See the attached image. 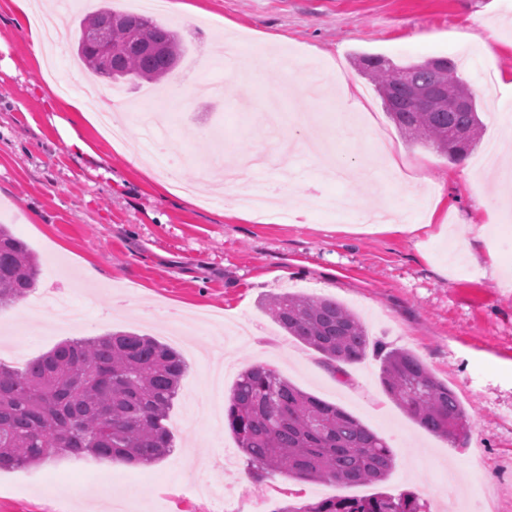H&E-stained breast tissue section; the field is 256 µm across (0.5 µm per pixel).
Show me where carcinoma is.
I'll use <instances>...</instances> for the list:
<instances>
[{
    "label": "carcinoma",
    "mask_w": 512,
    "mask_h": 512,
    "mask_svg": "<svg viewBox=\"0 0 512 512\" xmlns=\"http://www.w3.org/2000/svg\"><path fill=\"white\" fill-rule=\"evenodd\" d=\"M77 54L109 80L155 83L184 53L179 34L136 13L99 6L79 22ZM358 70L373 83L397 129L450 159L479 144L476 101L454 109L420 104L443 91L462 97L469 86L455 61L398 64L362 55ZM34 252L0 225V309L35 290ZM288 335L321 354L337 371L361 360L369 339L351 310L331 298L285 292L265 303ZM380 382L427 431L452 443L467 437L469 417L456 392L411 351L375 345ZM186 363L174 347L135 332L73 339L15 370L0 362V471L39 465L55 455L148 465L174 448L166 421ZM224 417L253 473H282L338 484L385 481L396 465L386 442L342 408L309 394L273 369L254 365L236 381ZM279 512H426L412 492L330 498Z\"/></svg>",
    "instance_id": "obj_1"
}]
</instances>
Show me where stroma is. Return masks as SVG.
<instances>
[{
	"instance_id": "obj_1",
	"label": "stroma",
	"mask_w": 512,
	"mask_h": 512,
	"mask_svg": "<svg viewBox=\"0 0 512 512\" xmlns=\"http://www.w3.org/2000/svg\"><path fill=\"white\" fill-rule=\"evenodd\" d=\"M195 25H187L186 13ZM159 23L184 37L181 68L201 62V48L221 41L247 55L223 99L194 96V112L211 126L179 123L167 141L173 152L223 161L228 154H276L307 132L270 131L261 118L282 84L287 112L336 108L337 84L313 94L314 69L338 71L358 101L335 146L359 172L339 185L308 156L295 179L351 210L396 212L414 233L379 223L363 229L299 199H280L268 221L253 218L233 194L209 203L217 188L194 164L177 177L149 160L128 162L91 114L120 92L141 100L144 82H89L75 65L73 42L60 43L58 76L66 92L47 96V78L13 0H0V224L41 262L39 288L68 291L85 305L83 337L131 330L166 341L196 311L213 325L190 342L203 353L189 362L168 427L175 448L151 465L55 456L37 466L0 471V512H221L262 501L265 512L285 504L407 490L429 512L455 500L460 512H512V218L490 222L471 190L499 197L490 171L472 159L453 162L399 134L373 83L354 66L379 54L396 62L459 57L474 63L460 75L475 95L482 143L512 135V94L483 88L487 52L497 57L503 84L512 82V0H168ZM87 101L71 111L67 95ZM77 133L82 147L67 145ZM194 184L188 195L174 181ZM93 266L98 277L83 278ZM295 292L329 296L356 313L371 342L413 351L452 387L470 416L463 446L424 431L380 383L381 362L367 352L338 375L321 356L288 336L264 298ZM32 323L20 305L0 309V350L31 361L67 340ZM261 363L299 389L343 407L394 450L397 463L383 487L311 482L272 474L256 480L224 423V408L240 371ZM100 474L104 491L78 492L83 473Z\"/></svg>"
}]
</instances>
